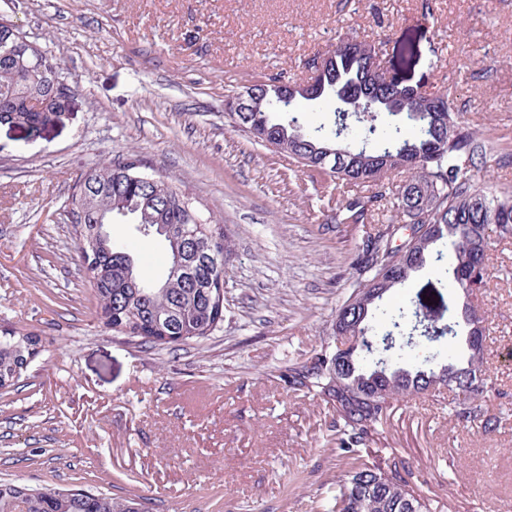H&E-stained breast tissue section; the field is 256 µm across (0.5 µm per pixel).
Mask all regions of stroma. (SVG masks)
<instances>
[{"mask_svg": "<svg viewBox=\"0 0 512 512\" xmlns=\"http://www.w3.org/2000/svg\"><path fill=\"white\" fill-rule=\"evenodd\" d=\"M75 87L38 129L0 124V331L40 338L0 389V482L126 495L149 512H313L345 468L331 403L288 372L344 344L336 311L376 224H337L329 176L255 144L226 101L351 29L386 32L382 66L433 92L512 154V0H0ZM139 154L232 243L224 320L148 347L107 330L65 201L90 167ZM480 298L491 433L457 425L452 391L392 402L396 449L432 512L512 503V241Z\"/></svg>", "mask_w": 512, "mask_h": 512, "instance_id": "stroma-1", "label": "stroma"}]
</instances>
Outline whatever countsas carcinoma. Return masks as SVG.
<instances>
[{
    "label": "carcinoma",
    "instance_id": "carcinoma-1",
    "mask_svg": "<svg viewBox=\"0 0 512 512\" xmlns=\"http://www.w3.org/2000/svg\"><path fill=\"white\" fill-rule=\"evenodd\" d=\"M361 39L366 48L358 58L348 46ZM379 36L353 35L329 51V68L318 81L329 84L336 73H350L353 85L366 86L367 66L382 52ZM33 63V51L18 44L0 55V114L30 127L54 112L60 99L43 82L23 83L20 72ZM294 81L273 77L252 85L256 111L231 112L234 126L253 133L270 129L278 136V152L306 170L321 169L320 158L336 157V138L346 129L339 113L312 132L300 131L295 113L308 101L301 91L285 95ZM441 100L435 112L429 97ZM368 110L362 127L365 140L377 134L372 148L345 147L344 162L325 174L338 188L355 193L336 208L338 224H372L375 216L391 213L390 223L411 224L417 234L394 248L389 232L368 236L354 258L362 280L336 313V335L359 338L347 352L320 351L309 365L294 371L288 383L315 391L333 404L336 445L346 470L338 477L322 512H430L409 477L407 461L396 449L371 448L387 423L391 400L434 394L457 379L462 398L452 417L458 423H478L486 432L499 418L486 404L485 347L465 341L467 356L455 362L457 327L475 335L468 313L489 279L491 239H512V189L489 193L481 188L480 164L492 146L469 128L455 104L452 88L412 96L395 78L381 77L360 99ZM407 155L416 161L409 174L398 167ZM138 154L110 160L80 176L65 209L75 228L77 249L89 274L99 314L110 330L137 338L151 347L175 346L203 338L223 321L224 301L216 284L224 280L230 242L223 227L204 219L192 198L168 177L149 173ZM403 175L398 192L392 178ZM130 218L146 235L165 242L167 274L154 282L136 268L132 248L114 243L102 233L99 214ZM449 245V251L438 249ZM431 265L435 278L418 287L403 304L391 308L383 297L395 288L413 287V274ZM464 295L462 310L454 297ZM448 323H442L443 318ZM448 337V353L430 350V343ZM39 339L31 334H0V388L19 379L27 368L29 349ZM0 512H146L133 498L92 493L80 487L51 485L28 488L0 483Z\"/></svg>",
    "mask_w": 512,
    "mask_h": 512
}]
</instances>
